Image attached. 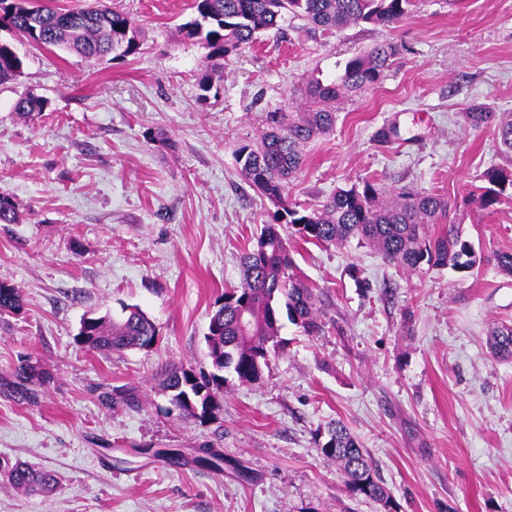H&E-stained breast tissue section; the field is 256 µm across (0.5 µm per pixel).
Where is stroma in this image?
Returning <instances> with one entry per match:
<instances>
[{"label":"stroma","instance_id":"1","mask_svg":"<svg viewBox=\"0 0 512 512\" xmlns=\"http://www.w3.org/2000/svg\"><path fill=\"white\" fill-rule=\"evenodd\" d=\"M136 27L137 55L87 60L24 41L21 73L0 84V194L20 220L0 224V283L23 308L0 314V377L24 362L51 380L38 404L0 395V458L55 475L48 497L0 481V512H384L351 497L316 433L343 421L374 461L397 512H512V360L490 329L512 322V194L487 211L471 198L491 167L512 169L471 105L512 113V0H417L392 28L312 29L290 16L224 64L201 92L206 50L180 26L194 0H104ZM402 46L381 84L342 104L307 149L288 201L316 209L336 189L378 180L445 198L478 262L405 272L351 241H289L314 287L317 336L285 323L286 347L261 380L227 375L223 408L177 419L169 369L210 370L205 335L239 257L278 208L243 179L236 150L267 112L297 109L301 84L328 82L383 41ZM43 112L19 117L26 94ZM140 306L159 330L151 351L109 356L75 342L84 315ZM131 387L141 407H109ZM179 449L167 466L156 450ZM222 470L198 463L200 449ZM101 402L108 406L121 405L128 409H139L141 398L134 388L104 389L99 395Z\"/></svg>","mask_w":512,"mask_h":512}]
</instances>
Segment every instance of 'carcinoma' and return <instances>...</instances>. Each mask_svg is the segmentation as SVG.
I'll use <instances>...</instances> for the list:
<instances>
[{"label":"carcinoma","mask_w":512,"mask_h":512,"mask_svg":"<svg viewBox=\"0 0 512 512\" xmlns=\"http://www.w3.org/2000/svg\"><path fill=\"white\" fill-rule=\"evenodd\" d=\"M415 0H195V16L180 27L188 40H196L208 50L206 71L200 88H212L213 75L223 62L257 35L273 28L292 13L314 29L340 31L370 23L392 28L410 14ZM43 47H59L86 59L110 52L118 58L139 53L140 42L129 17L108 8L56 10L36 6L34 0H0V31ZM400 53L393 41L379 43L367 52L348 59L337 80L310 81L304 91L306 106L295 114L269 112L266 131L256 145L244 144L236 153L243 179L261 196L276 203L282 224H265L251 250L241 258V279L235 288L224 291L212 310L208 333L211 369L175 367L167 372L164 388L179 415L199 422L216 418L224 395V372H232L241 383L261 379L269 367L271 353L282 347L279 339L281 317L301 327L309 335L320 330L313 288L293 271L288 254L286 228L306 243L321 246L343 245L357 238L372 245L387 262L415 271L422 265L451 267L468 272L476 264L471 245L461 238L455 225L438 236L428 233L446 215L443 198L403 188L392 194L376 181L366 180L339 188L321 208L299 211L288 204V181L301 169L303 151L313 139L333 130L338 105L380 83L386 70ZM23 60L12 43L0 39V82L17 76ZM46 101L34 95L20 99V116L41 112ZM474 128L494 125L500 145L512 153V118L480 104L466 113ZM486 186L478 207L487 210L512 188V171L490 168L482 175ZM19 215L14 201L0 195V224H15ZM23 308L19 289L0 284V313H17ZM249 311L250 325L242 330L239 312ZM158 331L148 315L136 305H127L122 315H86L76 342L86 351L101 354L152 348ZM489 346L500 358L512 357V325H497L490 331ZM46 373L26 362L9 377L0 378V394L29 404L38 403ZM108 406L138 409L141 398L133 388L106 389L99 395ZM317 450L335 461L345 475L353 497L377 502L387 512L395 508L391 495L379 478L376 466L358 438L340 421L328 423L317 433ZM0 477L12 487L27 492L49 494L55 479L47 471L20 460H0Z\"/></svg>","instance_id":"1"}]
</instances>
